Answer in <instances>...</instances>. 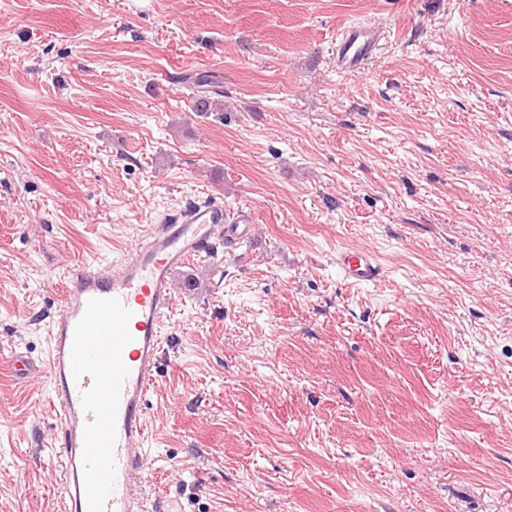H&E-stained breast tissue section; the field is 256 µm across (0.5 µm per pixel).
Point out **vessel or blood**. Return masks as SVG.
Here are the masks:
<instances>
[{
    "label": "vessel or blood",
    "mask_w": 512,
    "mask_h": 512,
    "mask_svg": "<svg viewBox=\"0 0 512 512\" xmlns=\"http://www.w3.org/2000/svg\"><path fill=\"white\" fill-rule=\"evenodd\" d=\"M372 35L354 27L339 39L343 67L361 62ZM251 212L223 202H189L147 225L129 255L106 269L85 262L67 268L61 308L53 320L43 373L56 421L54 446L64 460L63 512H182L161 497L144 507L137 476L150 463L148 397L161 362L163 318L175 269L218 243L249 238ZM336 266L353 285L380 281L376 256L344 248Z\"/></svg>",
    "instance_id": "obj_1"
}]
</instances>
